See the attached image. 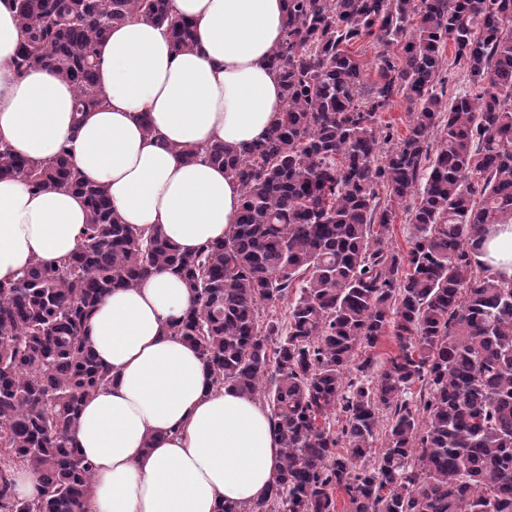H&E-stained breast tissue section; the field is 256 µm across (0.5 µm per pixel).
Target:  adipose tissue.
<instances>
[{"label":"adipose tissue","mask_w":512,"mask_h":512,"mask_svg":"<svg viewBox=\"0 0 512 512\" xmlns=\"http://www.w3.org/2000/svg\"><path fill=\"white\" fill-rule=\"evenodd\" d=\"M196 42L177 53L163 28L132 19L98 46L108 104L74 120L75 90L52 70L16 75L22 31L0 0V140L35 159L69 146L85 176L104 185L124 223L161 227L183 252L223 239L236 220L237 181L183 152L264 137L281 104L268 58L280 42L285 0H170ZM154 132L146 134L143 125ZM83 199L0 179V281L33 260L56 264L76 247ZM488 275L512 278V224L479 256ZM190 307L180 276L161 271L117 288L98 305L88 338L112 382L84 403L74 443L95 465L85 512H221L267 496L280 464L268 410L233 387L209 389L196 350L170 322Z\"/></svg>","instance_id":"ef3b65f1"}]
</instances>
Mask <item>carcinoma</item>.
Here are the masks:
<instances>
[{
	"label": "carcinoma",
	"instance_id": "obj_1",
	"mask_svg": "<svg viewBox=\"0 0 512 512\" xmlns=\"http://www.w3.org/2000/svg\"><path fill=\"white\" fill-rule=\"evenodd\" d=\"M13 2L16 72L55 70L79 113L107 103L96 47L114 26L138 18L177 52L195 43L169 0ZM287 4L268 58L282 105L266 135L183 151L240 185L220 241L183 253L160 228L123 223L69 147L34 161L0 144V179L72 191L88 207L70 255L0 282V512H83L95 466L73 435L83 401L112 382L89 324L112 289L162 270L193 299L171 335L195 348L211 389L266 403L280 436L270 493L224 512H336L338 490L349 512H512V280L476 259L490 227L512 224V0ZM367 42L380 76L368 87ZM450 43L477 93L448 95ZM397 96L413 115L402 138L381 119ZM397 207L414 228L405 256L388 242ZM278 302L287 320L262 316ZM388 333L399 354L371 380L372 357H356ZM332 415L334 433L320 423ZM19 469L36 475L37 497L17 493Z\"/></svg>",
	"mask_w": 512,
	"mask_h": 512
}]
</instances>
